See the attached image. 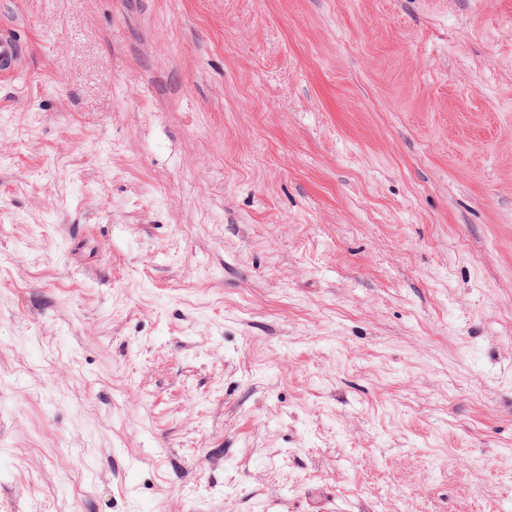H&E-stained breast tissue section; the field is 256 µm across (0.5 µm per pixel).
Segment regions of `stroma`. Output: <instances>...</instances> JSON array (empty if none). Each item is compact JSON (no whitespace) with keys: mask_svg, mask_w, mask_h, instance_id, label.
Returning a JSON list of instances; mask_svg holds the SVG:
<instances>
[{"mask_svg":"<svg viewBox=\"0 0 512 512\" xmlns=\"http://www.w3.org/2000/svg\"><path fill=\"white\" fill-rule=\"evenodd\" d=\"M0 24V512H512V0ZM25 50L11 31L0 27V75L13 77L20 74L24 64Z\"/></svg>","mask_w":512,"mask_h":512,"instance_id":"1","label":"stroma"}]
</instances>
